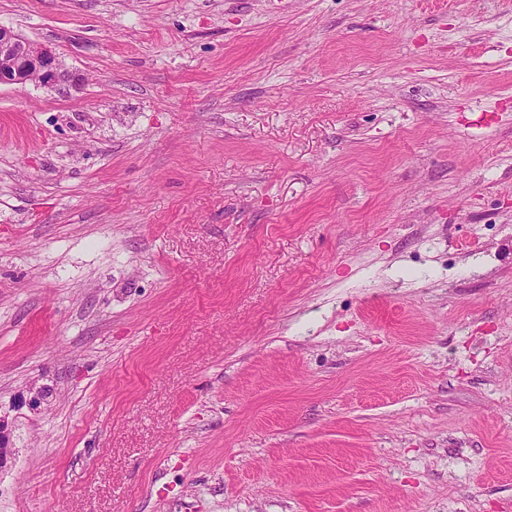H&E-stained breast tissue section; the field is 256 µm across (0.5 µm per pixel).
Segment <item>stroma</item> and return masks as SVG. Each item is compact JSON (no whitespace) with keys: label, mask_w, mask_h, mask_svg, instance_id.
Listing matches in <instances>:
<instances>
[{"label":"stroma","mask_w":512,"mask_h":512,"mask_svg":"<svg viewBox=\"0 0 512 512\" xmlns=\"http://www.w3.org/2000/svg\"><path fill=\"white\" fill-rule=\"evenodd\" d=\"M0 24V512H512V0ZM83 81L81 74L63 68L52 50L0 25V85L37 83L65 92Z\"/></svg>","instance_id":"stroma-1"}]
</instances>
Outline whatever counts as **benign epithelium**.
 I'll return each instance as SVG.
<instances>
[{
  "label": "benign epithelium",
  "instance_id": "7a95c632",
  "mask_svg": "<svg viewBox=\"0 0 512 512\" xmlns=\"http://www.w3.org/2000/svg\"><path fill=\"white\" fill-rule=\"evenodd\" d=\"M83 81L82 75L63 68L52 50L0 25V85L37 83L65 92ZM28 393L29 398L24 403L35 410L46 400L49 389L33 384ZM9 447V423L0 416V469L7 463Z\"/></svg>",
  "mask_w": 512,
  "mask_h": 512
}]
</instances>
